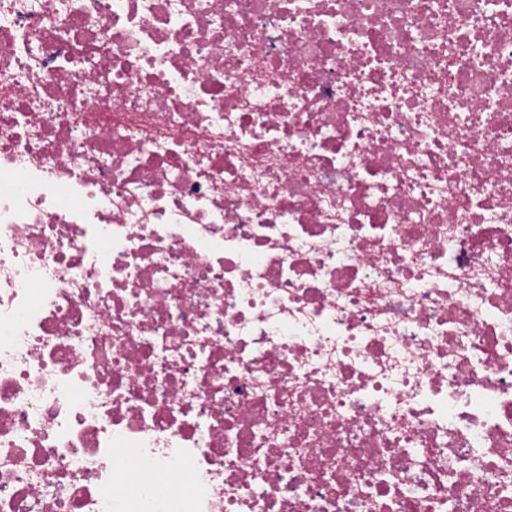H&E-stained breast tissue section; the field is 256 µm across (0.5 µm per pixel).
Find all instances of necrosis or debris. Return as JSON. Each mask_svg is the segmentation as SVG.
Wrapping results in <instances>:
<instances>
[{"instance_id": "necrosis-or-debris-1", "label": "necrosis or debris", "mask_w": 512, "mask_h": 512, "mask_svg": "<svg viewBox=\"0 0 512 512\" xmlns=\"http://www.w3.org/2000/svg\"><path fill=\"white\" fill-rule=\"evenodd\" d=\"M0 512H512V0H0Z\"/></svg>"}]
</instances>
